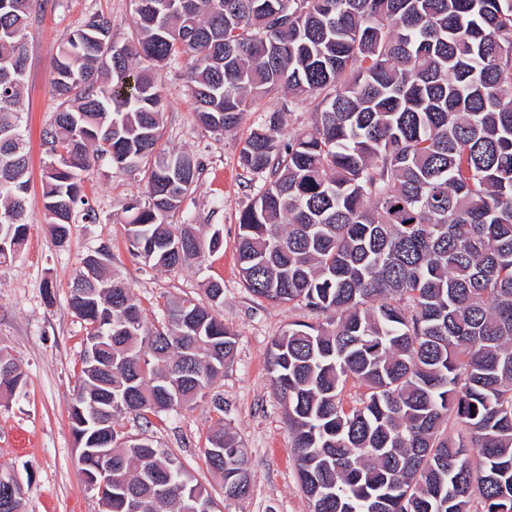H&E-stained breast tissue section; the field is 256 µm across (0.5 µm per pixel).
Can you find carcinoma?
<instances>
[{
	"label": "carcinoma",
	"mask_w": 512,
	"mask_h": 512,
	"mask_svg": "<svg viewBox=\"0 0 512 512\" xmlns=\"http://www.w3.org/2000/svg\"><path fill=\"white\" fill-rule=\"evenodd\" d=\"M43 0H0V263L28 229L22 133L26 28ZM130 40L90 16L53 65L43 209L55 239L97 214L82 175L106 156L144 172L126 241L177 271L224 248L176 224L200 162L162 148L158 68L192 57L196 120L219 135L282 89L318 100L310 129L280 113L251 130L240 162L264 183L238 217L240 274L271 302L329 317L294 322L268 368L286 403L311 512H512V0H131ZM89 257L70 290L94 360L70 416L81 470L104 512H193L212 501L177 456L124 439L205 396L236 340L209 304L172 297L150 326L130 288ZM365 389L347 407L348 382ZM24 385L0 348V395ZM468 439L445 432L449 420ZM112 452V480L99 472ZM204 455L224 497L250 489L245 451L219 422ZM105 481L95 486L93 481Z\"/></svg>",
	"instance_id": "1"
}]
</instances>
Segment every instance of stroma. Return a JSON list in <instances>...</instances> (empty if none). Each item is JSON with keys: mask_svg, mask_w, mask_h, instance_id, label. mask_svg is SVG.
<instances>
[{"mask_svg": "<svg viewBox=\"0 0 512 512\" xmlns=\"http://www.w3.org/2000/svg\"><path fill=\"white\" fill-rule=\"evenodd\" d=\"M94 13L111 18L115 41L130 38V0H45L27 31L22 97L30 155L29 226L20 251L0 266V346L20 367L25 386L15 396L0 397V471L13 472L23 486L20 512H103L98 496L85 485L69 419L86 339L84 324L70 307V286L82 258L100 250L108 270L130 287L151 324L160 320L167 298L202 302L207 282H220L224 301L216 314L236 340L232 359L204 399L146 421L120 417L123 434L150 436L176 455L194 481L211 492L218 512H311L266 357L272 340L289 323L312 322L316 316L301 304L276 305L253 296L239 274L236 237L238 216L262 183L240 164L245 138L274 110L282 113L283 135L308 128L316 101H292L283 92H272L244 113L237 129L216 135L194 119L186 82L189 60L163 68L159 80L171 105L164 115L162 144L194 154L202 165L174 221L196 225L206 235L221 230L223 250L202 253L176 272L134 258L125 244L124 219L128 203L141 194L143 173L113 169L105 158L83 176V193L97 222L73 224L66 245L58 246L42 206V134L58 106L51 86L53 59L64 35ZM219 422L248 453L251 489L240 499L225 498L203 454L206 436Z\"/></svg>", "mask_w": 512, "mask_h": 512, "instance_id": "35a3bbf8", "label": "stroma"}]
</instances>
